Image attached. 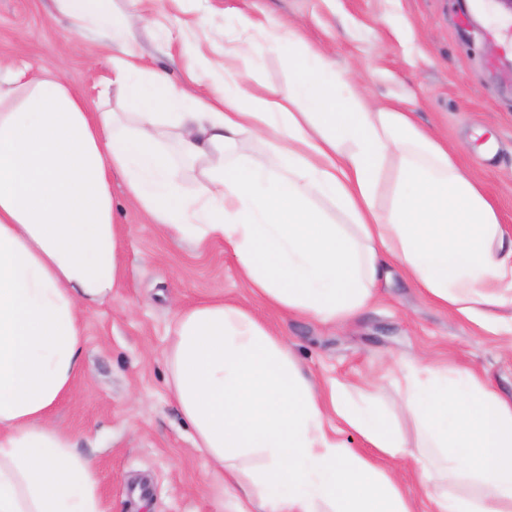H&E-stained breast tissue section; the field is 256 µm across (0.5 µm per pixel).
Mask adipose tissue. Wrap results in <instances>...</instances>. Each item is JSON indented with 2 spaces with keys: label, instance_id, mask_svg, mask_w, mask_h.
Returning <instances> with one entry per match:
<instances>
[{
  "label": "adipose tissue",
  "instance_id": "1",
  "mask_svg": "<svg viewBox=\"0 0 512 512\" xmlns=\"http://www.w3.org/2000/svg\"><path fill=\"white\" fill-rule=\"evenodd\" d=\"M73 27L112 34L115 102L89 104L60 76L0 62V512H106L92 460L52 412L75 388L84 316L120 274L111 172L133 206L172 235L223 242L252 292L287 311L343 321L390 264L512 348V234L443 143L404 112L337 85L365 76L288 55L283 97L244 83L191 93L130 43L140 10L55 0ZM307 111H297L298 99ZM273 143L260 164L242 136ZM397 178L378 203L386 162ZM331 200L348 223L330 221ZM169 388L194 444L234 492V512H415L396 478L326 429L336 416L385 452L405 442L337 382L316 388L280 337L237 305L178 309ZM403 411L444 473L476 493H434V512H512V400L429 357L406 372ZM263 459L247 471L248 454Z\"/></svg>",
  "mask_w": 512,
  "mask_h": 512
}]
</instances>
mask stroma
I'll list each match as a JSON object with an SVG mask.
<instances>
[{"instance_id": "1", "label": "stroma", "mask_w": 512, "mask_h": 512, "mask_svg": "<svg viewBox=\"0 0 512 512\" xmlns=\"http://www.w3.org/2000/svg\"><path fill=\"white\" fill-rule=\"evenodd\" d=\"M133 43L150 66L185 81L181 45H199L205 82L224 77L241 53L251 84L279 95L295 75L279 52L243 29L294 23L338 68L370 71L363 91L409 113L439 136L512 233V13L498 0H145ZM103 31H73L55 0H0V60L60 71L90 101L112 76ZM122 277L85 319L88 342L75 390L54 422L94 462L107 512H230L231 500L193 445V430L168 389V328L178 307L224 300L277 333L315 383L344 384L393 416L408 446L420 426L401 410L402 364L427 355L468 368L512 398V350L503 336L436 304L400 266L372 302L346 322H323L252 294L223 244L173 237L131 207L121 173L111 176ZM338 440L377 458L419 512H431L413 458L384 455L344 428Z\"/></svg>"}]
</instances>
